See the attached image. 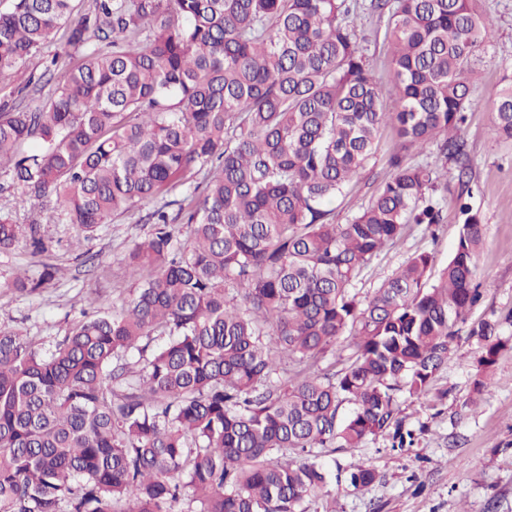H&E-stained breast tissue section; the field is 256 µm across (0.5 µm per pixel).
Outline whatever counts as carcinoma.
Here are the masks:
<instances>
[{
  "instance_id": "carcinoma-1",
  "label": "carcinoma",
  "mask_w": 512,
  "mask_h": 512,
  "mask_svg": "<svg viewBox=\"0 0 512 512\" xmlns=\"http://www.w3.org/2000/svg\"><path fill=\"white\" fill-rule=\"evenodd\" d=\"M361 12L384 22L393 110L367 67ZM64 24L37 82L82 62L42 106L0 103V166L21 201L55 198L85 239L146 202L154 232L128 254L147 269L130 297L52 349L0 326V512H173L188 491L187 512H305L338 481L326 449L413 439L400 398L427 400L463 332L483 347L472 392L484 394L502 343L499 321H469L484 224L461 132L492 36L475 0H93L76 17L72 0H12L0 76ZM386 126L429 154L389 158L368 205L334 223ZM493 126L512 139V79ZM449 161L455 253L436 274L417 254L359 299L408 225L444 223ZM22 241L45 250L38 225L26 235L0 215V251ZM57 270L7 287L35 292ZM283 364L288 377L270 383ZM376 478L361 465L349 483Z\"/></svg>"
}]
</instances>
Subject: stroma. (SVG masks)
I'll list each match as a JSON object with an SVG mask.
<instances>
[{
	"label": "stroma",
	"mask_w": 512,
	"mask_h": 512,
	"mask_svg": "<svg viewBox=\"0 0 512 512\" xmlns=\"http://www.w3.org/2000/svg\"><path fill=\"white\" fill-rule=\"evenodd\" d=\"M478 7L491 24L492 41L479 66L481 79L471 96V116L463 135L472 165L470 204L485 226L477 258L483 301L475 314L480 317L512 310V140L493 132L496 94L512 77V0H478ZM357 25L367 37L364 55L382 99L387 107H394L399 89L390 76L382 42L372 37L379 23L364 16ZM394 155L408 163L421 159L395 131L385 130L356 190L336 202L337 223L368 203L388 175L387 160ZM458 190L456 179H449L444 223L430 229L411 226L395 246L374 259L356 285L359 295L370 293L414 253H431L435 268L446 265L460 232ZM19 196L16 188L0 194V212L11 213L24 225H40L47 250L34 255L19 246L0 252V325L22 329L48 350L82 311L112 305L129 295L139 275L125 256L134 242L148 237L152 227L144 222L146 208H136L113 217L80 242L73 225L57 221L54 198L22 204ZM47 264L60 267L62 273L44 288L33 293L10 288L17 271L35 279ZM500 336L504 346L477 409H466L464 403L472 392L482 347L464 339L436 377L427 402L402 406L404 426L414 433L413 445L395 448L378 437L358 448L328 453L330 467L347 471L365 463L377 470L378 478L359 490L345 481L332 485L330 496L305 501L306 512H325L331 499L336 512H512V325L503 324Z\"/></svg>",
	"instance_id": "1"
}]
</instances>
